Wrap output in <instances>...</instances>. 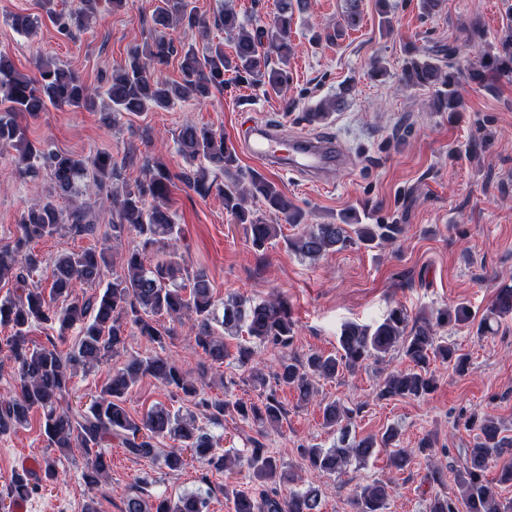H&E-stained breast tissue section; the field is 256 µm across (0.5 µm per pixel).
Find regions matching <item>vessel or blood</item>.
I'll return each mask as SVG.
<instances>
[{
    "instance_id": "b4317fda",
    "label": "vessel or blood",
    "mask_w": 512,
    "mask_h": 512,
    "mask_svg": "<svg viewBox=\"0 0 512 512\" xmlns=\"http://www.w3.org/2000/svg\"><path fill=\"white\" fill-rule=\"evenodd\" d=\"M249 157L266 167L297 174L316 183L325 182L334 167L347 165V156L332 137L286 136L271 123L247 119L237 142Z\"/></svg>"
}]
</instances>
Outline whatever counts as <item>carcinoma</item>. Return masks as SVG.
<instances>
[{"label":"carcinoma","mask_w":512,"mask_h":512,"mask_svg":"<svg viewBox=\"0 0 512 512\" xmlns=\"http://www.w3.org/2000/svg\"><path fill=\"white\" fill-rule=\"evenodd\" d=\"M100 2L79 0L78 8L69 12L56 10L55 0H42V5L58 32L70 36L73 30L86 29L96 21ZM304 7L305 0H276L273 20L258 36L234 9L224 6L219 21L233 42V54H225L220 43L207 47L203 55L188 48L181 56L179 82L163 80L158 72L177 52L171 32L179 28L208 32L207 19L191 0H159L151 15L154 35L130 49L127 62L112 72L104 89L90 87L76 71L53 57L41 59L38 76L30 77L16 70L9 55L0 51V151L12 152V161L23 176L48 170L55 195H75L90 189L106 193L118 215V223L109 225L112 238L133 232L140 239V246L121 257L123 274L96 293L93 301L77 297L76 291L101 286L102 276L114 263L105 248L61 252L54 261L49 293L29 287L30 278L42 264V258L30 248L31 242L92 230L82 211L63 214L54 195L33 201L21 217L14 244L0 248V282L11 279L20 290L0 300V327L10 328L3 343L15 364L16 378L14 390L0 399V436L26 426L31 412L39 411L48 447L63 455L73 448L82 449L86 458L83 478L91 489L108 477L110 464L103 447L116 440L132 457L148 459L170 471L182 469L191 458L218 472L247 467L249 486L224 484V497L232 503L233 512H320L321 492L315 487L291 490L286 495L278 492V488L294 483L295 477L264 445H256L244 460L232 458L216 451V444L192 414L182 415L158 405L135 417L125 406L129 389L149 376L192 402L212 423L220 424L224 416L231 415L254 423L262 433L269 429L277 432L284 407L273 391L262 396L258 404L228 396L214 398L203 382L184 373L174 360L156 353L127 357L88 404L71 406L68 397L77 371L124 354L131 327L161 347L171 330L160 318L188 319L196 329V346L211 363L220 365L228 356L225 337L244 333L255 343L287 347L295 335V322L288 302L280 296L261 302L229 296L223 308H217L206 272L197 270L183 276L185 268L174 251L152 265L145 264L146 249H162L180 237L168 208L170 175L161 160L144 157L143 177L118 188L114 182L119 180L121 164L111 152L100 150L87 156L55 152L29 140L26 127L19 121L22 115L36 117L50 106L100 104L102 120L109 124L124 112L136 114L149 107L167 110L190 99L205 100L212 90L224 89L226 72L233 73L240 83L280 94L288 90L292 80L289 38L295 14ZM9 21L25 34L39 26V18L25 14H13ZM273 55L279 60L276 66L270 63ZM465 76L486 89L503 79L512 81V27L497 44L480 50L477 63L465 72L458 68L445 73L436 59H423L408 49L399 79L408 88H434L435 111L459 112L464 107L460 87ZM178 142L180 153L189 162H199L193 189L203 197L217 190L224 199V209L238 223L249 226L256 250L280 238L289 250L317 260L351 245L366 249L391 245L405 231L403 224H364L355 212L341 214L336 223L309 224L305 212L274 182L241 171L237 157L224 145L223 134L187 123ZM212 169L224 173V184L216 186L209 180ZM249 198L261 202L276 218L300 227L299 232L292 237L283 235L281 225L268 222L246 206ZM507 317H512L511 285L497 289L489 314L479 322L477 331L488 333L493 323ZM470 321L471 311L462 303L438 311L433 320L423 317L412 325L406 310L396 306L375 324H343L334 353L312 352L303 359L281 357L274 378L308 401L317 392L316 381L353 374L397 350L413 367L387 374L379 381L377 396L420 398L435 388V379L428 371L432 361L452 362L459 371L467 361L455 342L437 335V329ZM35 324L55 330L61 340L69 328L79 324L81 336L67 351L53 342L37 346L30 336ZM322 417L325 427L345 432L353 410L331 401L324 404ZM465 426L475 431V438L457 449V491L436 493L429 499L426 512H512V500L502 496V487L512 486V436L489 411L471 413ZM397 437L398 431L389 427L378 437L370 435L350 442L343 439L327 449L311 445L302 448L301 454L314 469L340 473L351 460L370 457L378 448H390L389 465L402 470L410 453L397 447ZM164 439L178 446L161 456L157 445ZM491 466L497 468V476L489 479ZM7 488L8 498L14 502L38 493L42 484L31 482L25 471H14L7 479ZM389 499V483L375 479L354 491V512H386ZM205 508V493L200 490L147 498L140 492L127 496L124 502V512H205Z\"/></svg>","instance_id":"cac0c4a2"}]
</instances>
